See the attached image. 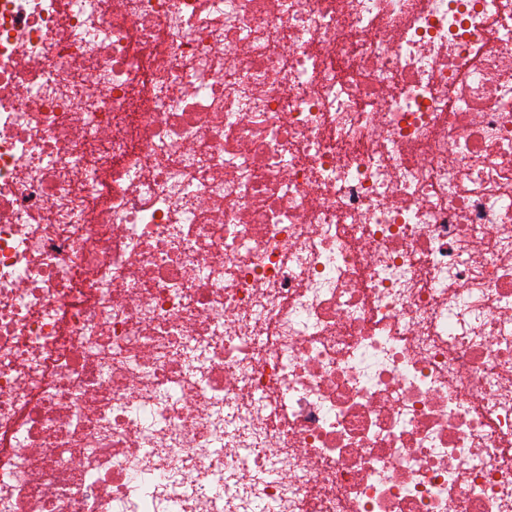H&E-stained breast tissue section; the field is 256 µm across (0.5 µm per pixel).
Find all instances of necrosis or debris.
<instances>
[{
    "label": "necrosis or debris",
    "mask_w": 512,
    "mask_h": 512,
    "mask_svg": "<svg viewBox=\"0 0 512 512\" xmlns=\"http://www.w3.org/2000/svg\"><path fill=\"white\" fill-rule=\"evenodd\" d=\"M0 512H512V0H0Z\"/></svg>",
    "instance_id": "1"
}]
</instances>
